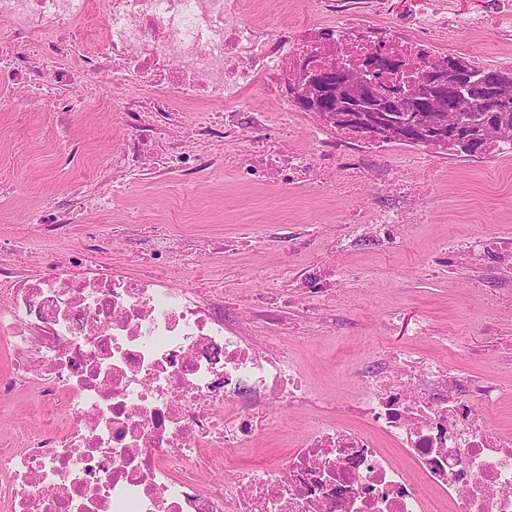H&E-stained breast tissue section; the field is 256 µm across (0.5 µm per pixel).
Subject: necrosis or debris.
<instances>
[{"label":"necrosis or debris","instance_id":"necrosis-or-debris-1","mask_svg":"<svg viewBox=\"0 0 512 512\" xmlns=\"http://www.w3.org/2000/svg\"><path fill=\"white\" fill-rule=\"evenodd\" d=\"M386 2L311 0L322 20L314 26L249 20L250 0H103L102 24L85 42L76 33L91 0H0V101L21 117L63 118L105 98L126 128L95 184L69 186L26 212L47 240L86 224L78 248L24 271L15 246L0 243V336L14 349L0 399L26 391L60 412L0 453L6 512H434L441 502L448 512H512V432L486 421L503 386L398 351L361 365L356 404L336 402L365 427L311 428L288 456L234 465L233 452L265 430L268 404L310 397L300 368L252 340L248 322L272 333L289 310L329 302L335 269L302 266L293 291L251 295L245 318L231 320L219 258L237 252L239 238L177 236L137 219L108 232L86 222L120 200L114 175L141 168L184 187L223 171L244 186L348 195L372 181L390 202L346 223L344 238L395 244L425 219L408 205L412 182L352 162L351 137L318 121L298 125L283 91L295 60L306 49L329 59L340 47L359 58L380 49L416 74L429 70L440 35L510 21L512 0L467 17L447 0H405L392 21L362 26ZM251 88L278 99L280 111L243 105ZM240 141L245 150L231 151ZM130 233L145 244L139 273L93 267ZM452 256L512 298V237H458L439 260ZM176 275L193 288L173 287ZM204 471L222 478L201 483Z\"/></svg>","mask_w":512,"mask_h":512}]
</instances>
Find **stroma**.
I'll return each instance as SVG.
<instances>
[{"label": "stroma", "instance_id": "stroma-1", "mask_svg": "<svg viewBox=\"0 0 512 512\" xmlns=\"http://www.w3.org/2000/svg\"><path fill=\"white\" fill-rule=\"evenodd\" d=\"M441 54L474 58L476 64L512 66V36L495 27L476 34L445 39ZM68 138L60 140L55 117L38 114L26 123L13 122L0 111V241L23 239L37 259L48 262L52 251L75 247L82 225L54 246H45L22 221L21 199L38 201L66 188L76 177L98 175L112 149L116 120L111 104L97 111L76 109L68 119ZM83 156L77 167L63 165L61 144ZM418 149L402 144L382 145L375 166L413 180L418 193L411 204L431 217L430 223L406 230L408 247L374 250L357 246L336 249L341 225L353 212L382 205L379 186L367 184L355 197L317 190L283 189L272 184L243 187L231 175L204 183L197 190L173 191L153 176L130 185L129 198L151 221L169 225L172 233H214L234 236L244 231L262 234L266 225L280 227L278 241L264 251L235 254L224 269V299L228 306L244 305L247 296L270 288L268 274L287 286V271L308 263L344 264L353 280L338 283L326 306V322L300 311L288 316L291 324L307 327V334L285 333L283 347L302 369L312 390L310 402L300 405L303 420L316 427L333 422L359 424L351 412L337 411L336 398L354 400L360 394L357 366L378 345L401 348L417 356L452 361L473 375L512 386V364L503 361L500 343L512 340V324L500 335L488 334L477 314L491 316L490 306L475 300L471 289L475 273L464 264L454 272L434 276L426 271L442 243L462 230L512 237V156L477 162L475 157L439 150L418 159ZM297 224L315 226L317 237L296 240ZM428 316L433 333L412 338L413 323ZM271 420L250 447L243 449L242 467L261 465L269 456L293 452L298 435L288 430V409L271 405ZM35 395L19 394L0 403V433L13 434L19 426L51 423Z\"/></svg>", "mask_w": 512, "mask_h": 512}]
</instances>
